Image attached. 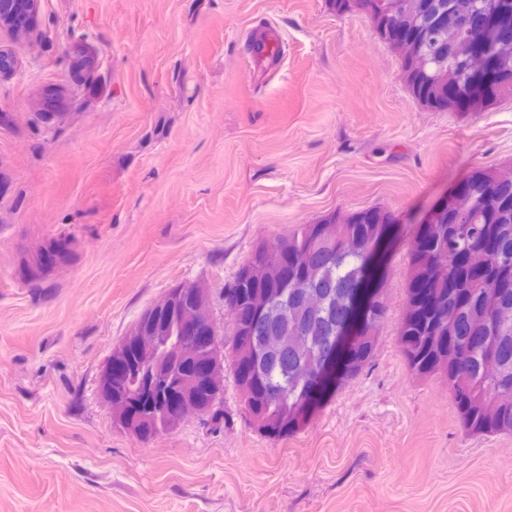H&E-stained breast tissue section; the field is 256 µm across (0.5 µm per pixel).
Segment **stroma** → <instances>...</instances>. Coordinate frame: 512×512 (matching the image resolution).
<instances>
[{
  "label": "stroma",
  "mask_w": 512,
  "mask_h": 512,
  "mask_svg": "<svg viewBox=\"0 0 512 512\" xmlns=\"http://www.w3.org/2000/svg\"><path fill=\"white\" fill-rule=\"evenodd\" d=\"M0 49V512H512V433H467L397 335L422 221L474 171H512V96L425 106L334 0H38ZM370 208L397 226L387 316L302 427L257 432L229 374L219 426L113 423L102 366L171 288L205 285L229 325L259 245Z\"/></svg>",
  "instance_id": "35a3bbf8"
}]
</instances>
